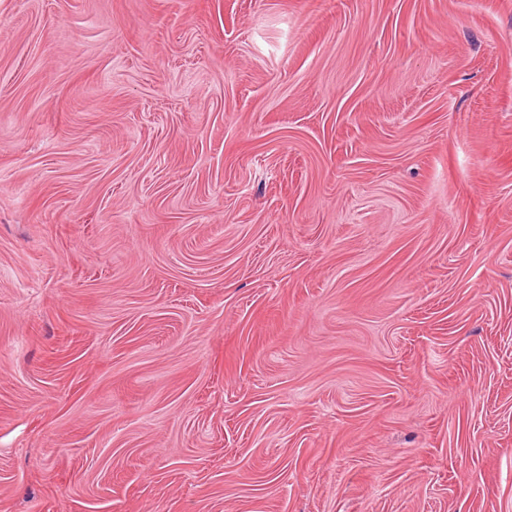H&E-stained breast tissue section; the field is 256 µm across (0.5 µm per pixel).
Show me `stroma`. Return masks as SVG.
<instances>
[{
	"mask_svg": "<svg viewBox=\"0 0 512 512\" xmlns=\"http://www.w3.org/2000/svg\"><path fill=\"white\" fill-rule=\"evenodd\" d=\"M0 512H512V0H0Z\"/></svg>",
	"mask_w": 512,
	"mask_h": 512,
	"instance_id": "stroma-1",
	"label": "stroma"
}]
</instances>
